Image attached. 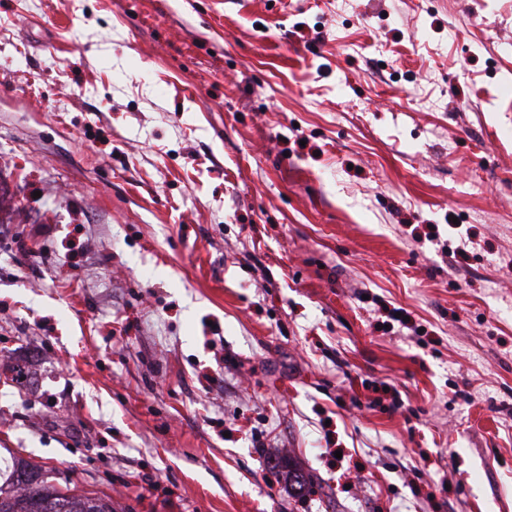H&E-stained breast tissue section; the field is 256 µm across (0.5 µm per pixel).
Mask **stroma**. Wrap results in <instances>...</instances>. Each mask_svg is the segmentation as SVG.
I'll return each instance as SVG.
<instances>
[{"mask_svg":"<svg viewBox=\"0 0 512 512\" xmlns=\"http://www.w3.org/2000/svg\"><path fill=\"white\" fill-rule=\"evenodd\" d=\"M0 200L58 487L512 512V0H0Z\"/></svg>","mask_w":512,"mask_h":512,"instance_id":"35a3bbf8","label":"stroma"}]
</instances>
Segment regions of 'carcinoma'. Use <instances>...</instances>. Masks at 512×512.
<instances>
[{
    "label": "carcinoma",
    "mask_w": 512,
    "mask_h": 512,
    "mask_svg": "<svg viewBox=\"0 0 512 512\" xmlns=\"http://www.w3.org/2000/svg\"><path fill=\"white\" fill-rule=\"evenodd\" d=\"M0 512H112L102 498L61 492L49 473L18 459L10 484H0Z\"/></svg>",
    "instance_id": "carcinoma-1"
}]
</instances>
